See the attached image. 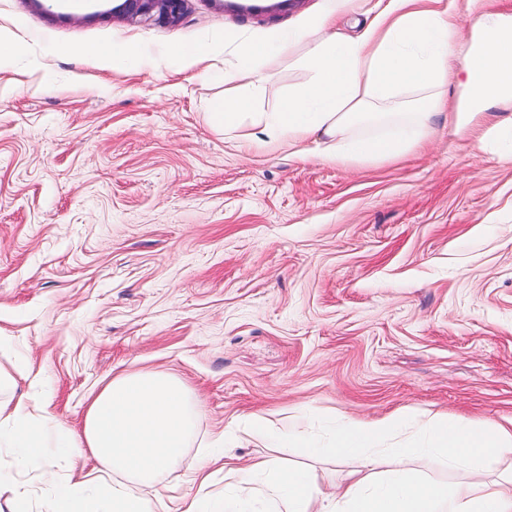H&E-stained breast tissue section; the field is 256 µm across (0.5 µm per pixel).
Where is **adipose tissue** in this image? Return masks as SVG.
<instances>
[{"mask_svg": "<svg viewBox=\"0 0 512 512\" xmlns=\"http://www.w3.org/2000/svg\"><path fill=\"white\" fill-rule=\"evenodd\" d=\"M436 2L372 0L371 20L355 41L331 34L337 10L328 8L310 30L282 39L288 47L308 43L306 84L273 112L255 111L248 96H225L211 104L209 119L225 134L267 147L314 143L332 161L397 160L422 146L442 115L453 134L482 143L511 131L512 10L500 0H474L471 35L459 38L453 14ZM447 82L456 88L449 105L431 93ZM48 420L36 398L0 399L6 441L19 466L42 468L53 488L52 512H168L147 490L176 467L196 426L183 380L156 370L120 375L92 397L79 434L45 433ZM407 427L402 415L348 419L321 440L291 421L274 440L300 464L279 469L267 458L225 464L229 492L214 499L213 512H252L258 498L270 512H512V476H490L512 457V431L445 416L423 421L413 436ZM77 448L89 452L98 473H125L145 494L120 483L81 490L48 469L50 450ZM419 456L464 477L445 485L415 478L403 465ZM315 457L358 467L325 486L306 465Z\"/></svg>", "mask_w": 512, "mask_h": 512, "instance_id": "1", "label": "adipose tissue"}]
</instances>
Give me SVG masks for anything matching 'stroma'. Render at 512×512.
Segmentation results:
<instances>
[{"instance_id": "1", "label": "stroma", "mask_w": 512, "mask_h": 512, "mask_svg": "<svg viewBox=\"0 0 512 512\" xmlns=\"http://www.w3.org/2000/svg\"><path fill=\"white\" fill-rule=\"evenodd\" d=\"M119 0H0V397L40 389L79 430L112 377L183 379L199 417L156 494L172 512L233 428L239 464L289 459L250 429L314 413L399 410L512 427V135L436 124L396 162H333L225 134L206 112L236 63L224 39L273 46L248 80L274 111L303 86L283 49L329 0H187L173 25ZM133 52L117 69L91 57ZM208 51L187 68L178 48ZM35 468L0 447V512H51Z\"/></svg>"}]
</instances>
